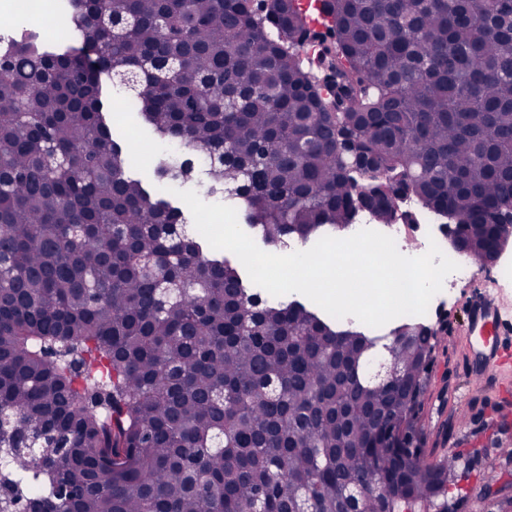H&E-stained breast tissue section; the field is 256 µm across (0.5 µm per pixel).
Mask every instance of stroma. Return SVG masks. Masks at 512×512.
<instances>
[{"instance_id":"stroma-1","label":"stroma","mask_w":512,"mask_h":512,"mask_svg":"<svg viewBox=\"0 0 512 512\" xmlns=\"http://www.w3.org/2000/svg\"><path fill=\"white\" fill-rule=\"evenodd\" d=\"M112 116L116 130L126 139V150L135 163L134 174L148 175L158 162L156 138L138 127L129 99L113 98ZM477 290L485 291L512 311V281H474L455 289L440 311L445 326L436 337L421 425L426 448L461 453L462 465L479 481L497 488L506 482L499 468L503 451L512 448V407L504 413L499 411L498 389L512 383V367L493 370L481 380L467 373L463 336L469 301Z\"/></svg>"}]
</instances>
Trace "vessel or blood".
Returning a JSON list of instances; mask_svg holds the SVG:
<instances>
[{
  "mask_svg": "<svg viewBox=\"0 0 512 512\" xmlns=\"http://www.w3.org/2000/svg\"><path fill=\"white\" fill-rule=\"evenodd\" d=\"M465 347L472 377H484L490 369L512 363V317L485 292L470 300Z\"/></svg>",
  "mask_w": 512,
  "mask_h": 512,
  "instance_id": "1",
  "label": "vessel or blood"
}]
</instances>
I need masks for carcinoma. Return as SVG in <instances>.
Here are the masks:
<instances>
[{
  "label": "carcinoma",
  "mask_w": 512,
  "mask_h": 512,
  "mask_svg": "<svg viewBox=\"0 0 512 512\" xmlns=\"http://www.w3.org/2000/svg\"><path fill=\"white\" fill-rule=\"evenodd\" d=\"M79 41L0 35V512H457L427 454L431 324L387 336L246 288L128 174L100 75L265 243L416 198L484 264L512 201V0H69ZM336 102V111L323 101ZM392 348L403 378L365 380Z\"/></svg>",
  "instance_id": "carcinoma-1"
}]
</instances>
